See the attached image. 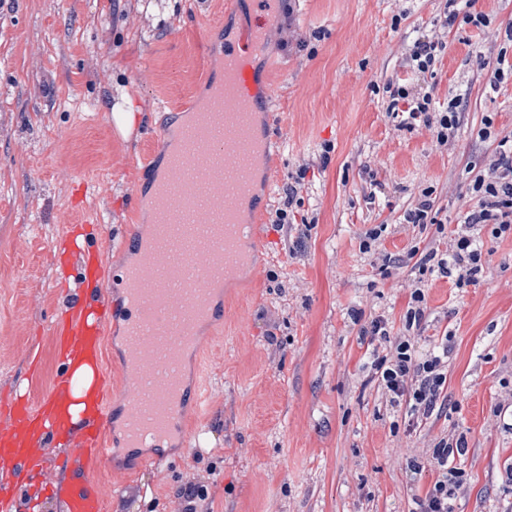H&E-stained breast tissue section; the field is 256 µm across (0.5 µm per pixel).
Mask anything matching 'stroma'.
Instances as JSON below:
<instances>
[{
    "mask_svg": "<svg viewBox=\"0 0 512 512\" xmlns=\"http://www.w3.org/2000/svg\"><path fill=\"white\" fill-rule=\"evenodd\" d=\"M222 0H0V396L39 401L61 370L50 334L80 267L50 254L65 235L106 257L116 281L144 235L148 211L130 192L146 185L161 135L202 99L214 69L207 47ZM447 0H279L260 69L277 139L258 164L263 210L254 274L221 293L223 312L189 352L203 410L186 407L165 448H128L110 416L114 455L99 469L106 512H182L187 483L206 486L199 512H413L437 472L410 482V460L440 438L464 440L454 512H512V238L482 231L483 282L419 276L405 255L427 239L404 221L423 188L435 216L455 224L494 140L484 116L512 135V84L489 87L500 42L450 34L430 86L437 102L462 93L452 149L422 128H400L385 88L408 77L414 41L444 18ZM141 111L128 136L110 116L121 96ZM303 186L292 223H273L283 190ZM382 228L376 253L366 232ZM305 236L301 251L287 243ZM403 257L380 273L379 256ZM424 281L429 317L420 342L448 343V410L406 431L400 409L366 383L370 349L352 320L384 317L400 332L411 288ZM124 317H111L103 364L113 398L124 386ZM15 512H66L62 494L22 486Z\"/></svg>",
    "mask_w": 512,
    "mask_h": 512,
    "instance_id": "1",
    "label": "stroma"
}]
</instances>
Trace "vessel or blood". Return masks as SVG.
<instances>
[{"label": "vessel or blood", "mask_w": 512, "mask_h": 512, "mask_svg": "<svg viewBox=\"0 0 512 512\" xmlns=\"http://www.w3.org/2000/svg\"><path fill=\"white\" fill-rule=\"evenodd\" d=\"M241 4L248 9L249 21L227 30L219 47L227 91L210 103L209 134L202 140L196 126L182 128L180 160L168 167L162 178L165 190L155 196V213L163 221L171 216L174 200L185 202L174 227L183 246L171 250L161 244L140 250L137 261L126 265L121 275L127 352L124 427L132 448L140 447L142 431L161 439L172 428L168 401L182 393L183 355L197 344L190 326L202 310L212 307L211 273L248 267L238 245L240 205L254 190L255 114L271 97L255 59L277 13L273 0H229L230 7ZM55 245L84 259L87 254L84 244L67 237ZM83 279L92 285L90 294L75 299L53 328L65 368L49 392L35 404L17 396L0 399V409L8 412L7 421L0 424V469L30 481L46 477L52 464L39 454L43 436L81 434L68 457L72 474L66 490L68 512H105L93 474L110 459L106 443L110 378L102 356L104 323L114 309L102 265L85 259ZM83 365L94 371L93 383L86 389L73 373Z\"/></svg>", "instance_id": "obj_1"}]
</instances>
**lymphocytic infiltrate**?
<instances>
[{
  "instance_id": "1",
  "label": "lymphocytic infiltrate",
  "mask_w": 512,
  "mask_h": 512,
  "mask_svg": "<svg viewBox=\"0 0 512 512\" xmlns=\"http://www.w3.org/2000/svg\"><path fill=\"white\" fill-rule=\"evenodd\" d=\"M388 112L398 117L402 127L427 130L436 147L448 146L455 139L461 124V96L448 100L446 108H437L432 92L408 84L387 86ZM479 139H496L494 155L487 163L486 173L475 176L466 190L470 206L455 229H446L436 223L432 214L431 189H422L418 202L405 215L406 223L427 228L434 226L437 233H451L452 250L437 248L420 253L414 266L422 273H436L443 277L458 274L467 283L479 284L488 265L480 240L482 229H489L494 238L512 236V138L497 137L493 117H485L479 129ZM429 316L426 293L416 287L410 292L405 315L406 333L391 335L389 325L380 318L363 321L361 313H354L360 322L361 335L367 336L373 348L367 365L368 381L378 383L389 397L393 407L405 408L411 422L442 414L448 407V344L440 342L427 352L419 350V334ZM454 449L447 440L434 444L426 461H411V475L417 476L425 468L438 472L437 478L424 496L416 498V512H452L457 488L463 473L453 465L450 456Z\"/></svg>"
}]
</instances>
